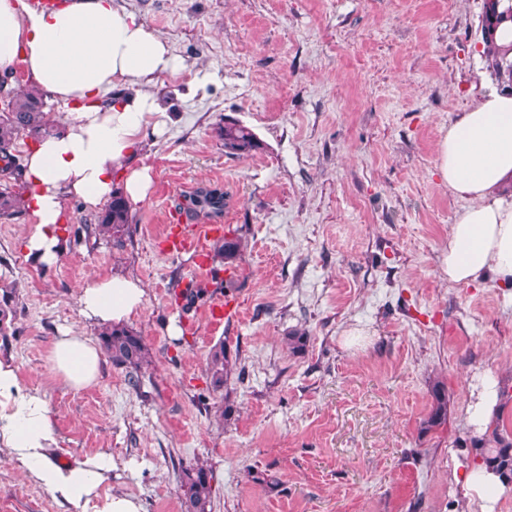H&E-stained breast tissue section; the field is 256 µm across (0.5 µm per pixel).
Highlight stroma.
<instances>
[{
    "instance_id": "1",
    "label": "stroma",
    "mask_w": 512,
    "mask_h": 512,
    "mask_svg": "<svg viewBox=\"0 0 512 512\" xmlns=\"http://www.w3.org/2000/svg\"><path fill=\"white\" fill-rule=\"evenodd\" d=\"M183 63L156 87L169 120L148 135L153 176L123 249L68 202L67 248L49 267L17 246L24 217L0 219V288L19 293L0 358L46 391L64 461L106 452L103 492L145 512H181L177 465L214 471L212 512H481L454 471L476 465L465 411L487 372L505 390L512 431V288L441 278L448 226L463 208L437 170L449 118L496 79L481 54L486 0H119ZM235 121L260 143L226 154L216 128ZM201 187L223 190L219 222L245 241L235 278L209 286L240 304L212 330L184 310L191 255L161 236ZM122 272L146 289L131 322L152 356L140 386L102 360L94 385L53 380L59 329H100L79 313L91 275ZM181 326L169 336L170 322ZM309 334L304 353L282 343ZM226 342L242 374L208 391L210 348ZM443 381L448 421L420 423ZM233 411L217 421L224 402ZM279 478L277 489L257 482ZM0 512H61L0 453Z\"/></svg>"
}]
</instances>
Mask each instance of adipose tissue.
<instances>
[{"instance_id":"adipose-tissue-1","label":"adipose tissue","mask_w":512,"mask_h":512,"mask_svg":"<svg viewBox=\"0 0 512 512\" xmlns=\"http://www.w3.org/2000/svg\"><path fill=\"white\" fill-rule=\"evenodd\" d=\"M22 67L35 89L64 111L58 130L29 149L24 177L28 228L25 257L55 264L66 250L67 201L98 212L122 186L129 206L143 203L151 170L139 164L152 120L165 117L152 86L181 67L167 42L116 0H63L48 11L26 0H0V72ZM439 173L466 207L448 228L439 273L449 283L494 282L512 288V90L482 92L448 123L437 158ZM146 290L123 273L93 278L82 288L79 313L98 326L122 325L144 307ZM97 341L60 330L47 353L51 375L68 387L96 383ZM500 412L495 375L484 374L466 409V425L483 434ZM46 392L23 387L12 361L0 359V448L21 473L44 488L63 512H144L133 495L102 493L117 464L97 452L63 463Z\"/></svg>"}]
</instances>
